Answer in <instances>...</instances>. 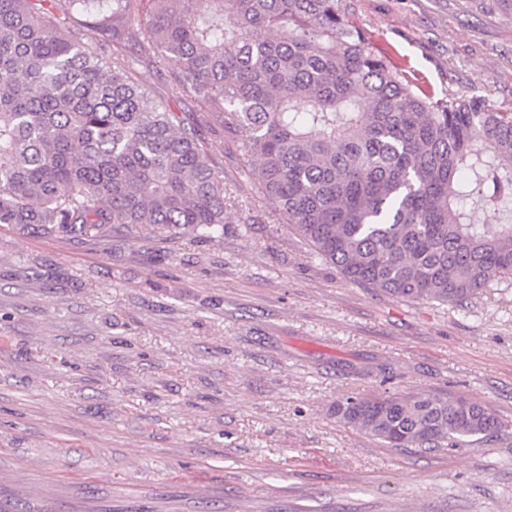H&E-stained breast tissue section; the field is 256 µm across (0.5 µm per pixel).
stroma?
I'll return each mask as SVG.
<instances>
[{
    "mask_svg": "<svg viewBox=\"0 0 512 512\" xmlns=\"http://www.w3.org/2000/svg\"><path fill=\"white\" fill-rule=\"evenodd\" d=\"M439 92L512 107L499 0H341ZM224 237L0 227V498L28 512H512V278L463 305L351 282L224 138ZM463 396L506 428L388 448L346 396Z\"/></svg>",
    "mask_w": 512,
    "mask_h": 512,
    "instance_id": "1",
    "label": "stroma"
}]
</instances>
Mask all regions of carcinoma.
Segmentation results:
<instances>
[{
	"instance_id": "carcinoma-1",
	"label": "carcinoma",
	"mask_w": 512,
	"mask_h": 512,
	"mask_svg": "<svg viewBox=\"0 0 512 512\" xmlns=\"http://www.w3.org/2000/svg\"><path fill=\"white\" fill-rule=\"evenodd\" d=\"M142 67L192 110L158 101ZM226 132L350 281L461 305L512 277V108L417 83L341 0H0L1 227L221 239ZM485 206L506 221L480 223ZM336 417L389 448L450 451L504 427L419 394L348 396ZM138 79L146 85L153 96L169 104L175 112H189V97L181 87L166 76L165 71L141 68Z\"/></svg>"
}]
</instances>
